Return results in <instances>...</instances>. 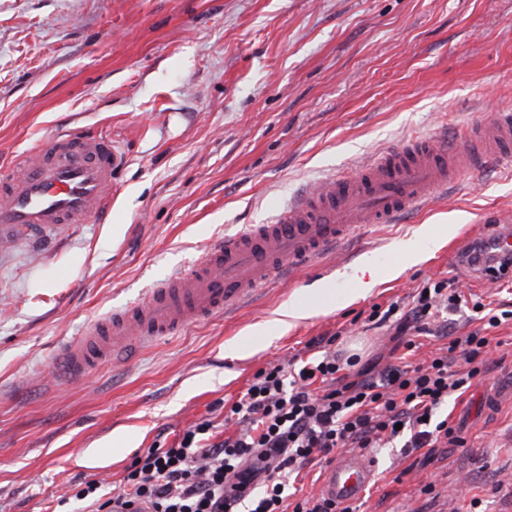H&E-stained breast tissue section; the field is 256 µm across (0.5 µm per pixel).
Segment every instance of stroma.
I'll use <instances>...</instances> for the list:
<instances>
[{"mask_svg": "<svg viewBox=\"0 0 512 512\" xmlns=\"http://www.w3.org/2000/svg\"><path fill=\"white\" fill-rule=\"evenodd\" d=\"M512 108V0H0V169L61 127L112 135L126 153L106 221L44 228L0 251V512H60L71 482L119 485L134 455L201 420L255 373L307 360L337 335L357 369L392 362L390 327L358 313L427 278L512 310V279L476 278L457 240L512 216V164L463 176L392 224L259 287L245 304L124 351L82 381L56 362L97 318L175 271L206 240L269 223L327 176L381 151ZM442 244L417 265L419 230ZM372 260L383 281L241 354L248 330L317 288L344 293ZM482 379L452 405L461 448L369 450L358 512H512V324ZM432 492H424L425 484ZM77 512V504L66 506Z\"/></svg>", "mask_w": 512, "mask_h": 512, "instance_id": "35a3bbf8", "label": "stroma"}]
</instances>
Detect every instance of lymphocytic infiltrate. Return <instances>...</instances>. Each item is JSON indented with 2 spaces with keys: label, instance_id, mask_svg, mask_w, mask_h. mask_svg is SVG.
I'll use <instances>...</instances> for the list:
<instances>
[{
  "label": "lymphocytic infiltrate",
  "instance_id": "1",
  "mask_svg": "<svg viewBox=\"0 0 512 512\" xmlns=\"http://www.w3.org/2000/svg\"><path fill=\"white\" fill-rule=\"evenodd\" d=\"M464 300L455 281L425 280L408 308L393 303L367 317L374 326L394 322L406 360L352 379L344 369L355 360L336 351L335 338L311 340L314 356L293 375L280 364L261 369L225 406L222 440H211L212 422L195 423L175 445L136 455L111 496L94 478L73 484L74 500L86 512H356L323 496H292L290 481L316 459L379 448L402 434L411 452L464 446L443 407L487 371L490 333L512 320V310L496 314L477 301L478 326L459 331L442 314ZM430 334L447 345L412 362L418 337Z\"/></svg>",
  "mask_w": 512,
  "mask_h": 512
}]
</instances>
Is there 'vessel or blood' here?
Listing matches in <instances>:
<instances>
[{"mask_svg":"<svg viewBox=\"0 0 512 512\" xmlns=\"http://www.w3.org/2000/svg\"><path fill=\"white\" fill-rule=\"evenodd\" d=\"M512 161V109L469 125L451 139L418 138L386 150L352 175H336L302 195L269 224L213 240L188 270L145 297L95 320L62 352L60 367L77 380L114 361L123 349L146 345L249 298L284 268L334 249L362 224H389L432 200L462 167ZM125 162L104 134L62 130L40 139L20 167L0 176V248L19 233L50 226L67 230L108 214L110 191ZM361 455L338 456L320 490L349 504L374 480Z\"/></svg>","mask_w":512,"mask_h":512,"instance_id":"b4317fda","label":"vessel or blood"}]
</instances>
